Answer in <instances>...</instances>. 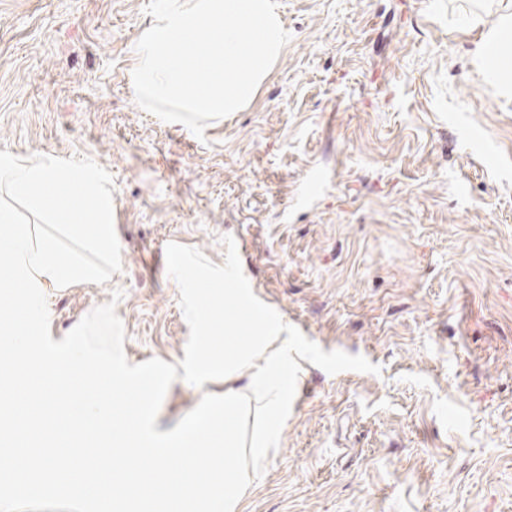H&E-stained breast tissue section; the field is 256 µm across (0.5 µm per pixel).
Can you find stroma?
<instances>
[{
	"instance_id": "obj_1",
	"label": "stroma",
	"mask_w": 512,
	"mask_h": 512,
	"mask_svg": "<svg viewBox=\"0 0 512 512\" xmlns=\"http://www.w3.org/2000/svg\"><path fill=\"white\" fill-rule=\"evenodd\" d=\"M148 2L0 0V151L114 182L122 269L51 295V332L112 301L130 363H178L166 247L221 265L233 236L284 322L381 368L301 361L242 512H512V94L477 56L501 0H278L287 47L200 138L135 101ZM223 392L175 381L159 430Z\"/></svg>"
}]
</instances>
